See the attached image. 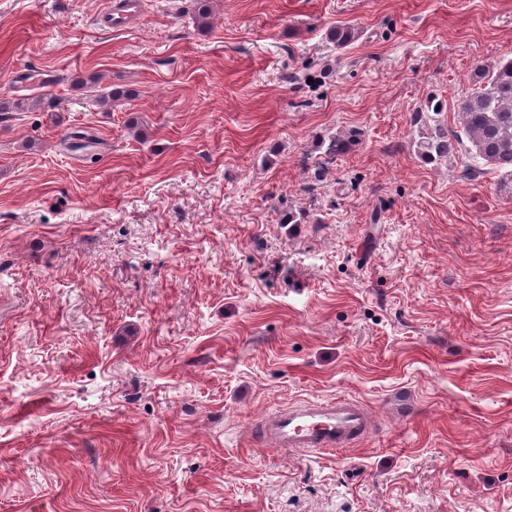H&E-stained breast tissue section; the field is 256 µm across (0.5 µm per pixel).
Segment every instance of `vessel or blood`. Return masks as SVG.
<instances>
[{
    "mask_svg": "<svg viewBox=\"0 0 512 512\" xmlns=\"http://www.w3.org/2000/svg\"><path fill=\"white\" fill-rule=\"evenodd\" d=\"M142 7L143 0H114L98 13L96 21L106 28H122ZM369 426L367 410L355 401L305 400L268 416L263 434L276 448L336 450L364 436Z\"/></svg>",
    "mask_w": 512,
    "mask_h": 512,
    "instance_id": "b4317fda",
    "label": "vessel or blood"
}]
</instances>
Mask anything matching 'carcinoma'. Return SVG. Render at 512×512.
Returning a JSON list of instances; mask_svg holds the SVG:
<instances>
[{
  "label": "carcinoma",
  "mask_w": 512,
  "mask_h": 512,
  "mask_svg": "<svg viewBox=\"0 0 512 512\" xmlns=\"http://www.w3.org/2000/svg\"><path fill=\"white\" fill-rule=\"evenodd\" d=\"M355 38V28L338 27L331 41L338 48ZM447 104L428 100L417 111L413 146L424 160H442L456 154L459 134L437 120ZM468 145L467 160L476 161L501 175L502 188L512 190V59L478 66L471 91L454 102Z\"/></svg>",
  "instance_id": "obj_1"
}]
</instances>
